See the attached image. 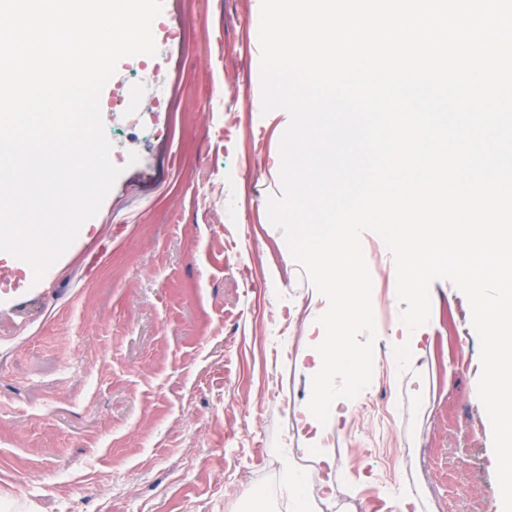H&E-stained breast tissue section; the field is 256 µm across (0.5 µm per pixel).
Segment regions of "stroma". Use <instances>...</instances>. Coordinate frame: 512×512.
I'll use <instances>...</instances> for the list:
<instances>
[{
  "instance_id": "obj_1",
  "label": "stroma",
  "mask_w": 512,
  "mask_h": 512,
  "mask_svg": "<svg viewBox=\"0 0 512 512\" xmlns=\"http://www.w3.org/2000/svg\"><path fill=\"white\" fill-rule=\"evenodd\" d=\"M159 18L178 35L140 94L167 136L113 112L122 58L100 108L132 163L40 281L0 288V512H293L292 468L336 486L310 512H496L480 342L450 281L431 285L410 370L380 368L371 400H336L311 438L328 301L268 216L289 115L262 110L260 0H164ZM362 248L373 310L391 317L378 352L406 328L392 254L371 232ZM26 467L38 480L20 498Z\"/></svg>"
}]
</instances>
